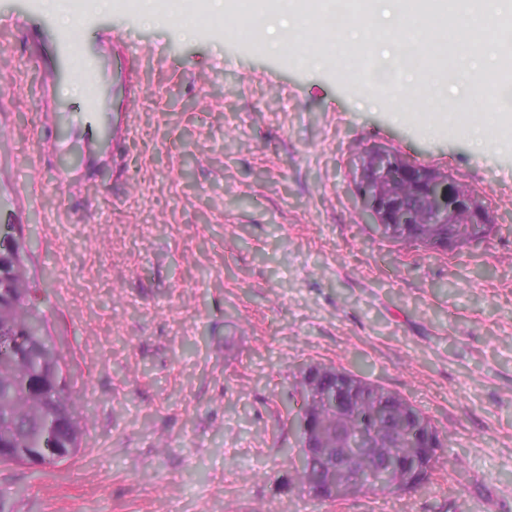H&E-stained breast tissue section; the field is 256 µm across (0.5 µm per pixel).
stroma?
Here are the masks:
<instances>
[{"label":"stroma","instance_id":"stroma-1","mask_svg":"<svg viewBox=\"0 0 512 512\" xmlns=\"http://www.w3.org/2000/svg\"><path fill=\"white\" fill-rule=\"evenodd\" d=\"M55 2L0 0V77L40 110ZM91 10L82 45L129 47L113 83H52L58 111L36 123L0 100L17 135L0 193L27 196L0 225L25 237L70 388L91 404L74 456L0 463V512H512V149L424 134L332 65L243 35L147 23L134 0ZM102 90L104 118L129 127L116 154L71 139L101 118L86 105ZM52 127L67 152L45 151ZM371 146L447 171L492 233L447 254L382 239L351 190ZM318 364L430 418L445 442L424 486L334 501L299 488V371Z\"/></svg>","mask_w":512,"mask_h":512}]
</instances>
